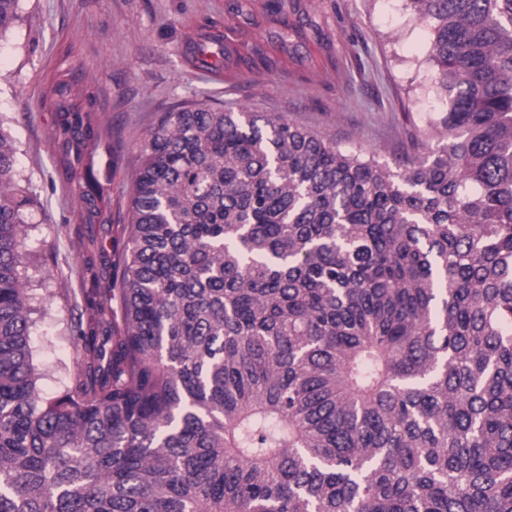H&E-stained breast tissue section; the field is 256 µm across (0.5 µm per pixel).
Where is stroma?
<instances>
[{
    "label": "stroma",
    "instance_id": "35a3bbf8",
    "mask_svg": "<svg viewBox=\"0 0 512 512\" xmlns=\"http://www.w3.org/2000/svg\"><path fill=\"white\" fill-rule=\"evenodd\" d=\"M210 35L244 54L262 49L265 65L201 66L195 50ZM431 43L405 0H19L0 36V128L36 201L22 273L39 299L32 340L44 394L64 387L71 339L93 316L87 293L121 286L139 156L163 113L191 103L277 112L393 167L401 143L448 106ZM61 78L75 81L96 130L79 155L43 103ZM91 179L105 205L89 224Z\"/></svg>",
    "mask_w": 512,
    "mask_h": 512
}]
</instances>
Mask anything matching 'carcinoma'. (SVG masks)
<instances>
[{"instance_id":"cac0c4a2","label":"carcinoma","mask_w":512,"mask_h":512,"mask_svg":"<svg viewBox=\"0 0 512 512\" xmlns=\"http://www.w3.org/2000/svg\"><path fill=\"white\" fill-rule=\"evenodd\" d=\"M407 2L448 111L395 170L277 113H164L122 323L91 300L52 398L0 128V512H512V0Z\"/></svg>"}]
</instances>
